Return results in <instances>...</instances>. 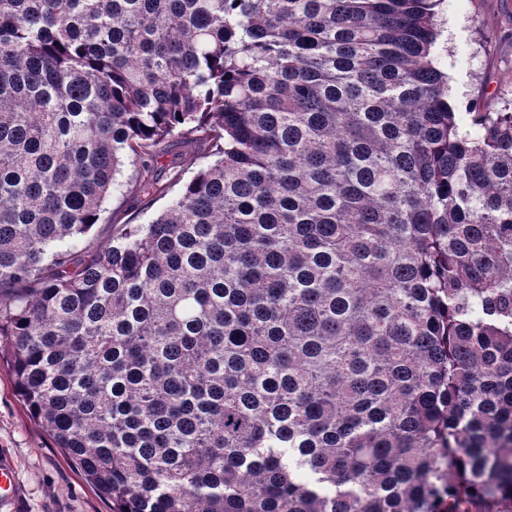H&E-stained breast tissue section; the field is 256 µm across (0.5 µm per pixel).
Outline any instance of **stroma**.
<instances>
[{
	"label": "stroma",
	"instance_id": "1",
	"mask_svg": "<svg viewBox=\"0 0 512 512\" xmlns=\"http://www.w3.org/2000/svg\"><path fill=\"white\" fill-rule=\"evenodd\" d=\"M443 33L436 56L448 75V98L456 111L477 94L512 102V0H440ZM191 161L160 173L163 191L151 210L133 198L113 195L100 224L82 237L95 249L107 244L125 224L149 223L198 168ZM12 462L18 497L12 512H110V506L70 465L53 439L21 405L7 366H0V460Z\"/></svg>",
	"mask_w": 512,
	"mask_h": 512
}]
</instances>
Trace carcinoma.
Segmentation results:
<instances>
[{
	"label": "carcinoma",
	"instance_id": "1",
	"mask_svg": "<svg viewBox=\"0 0 512 512\" xmlns=\"http://www.w3.org/2000/svg\"><path fill=\"white\" fill-rule=\"evenodd\" d=\"M434 2L0 0V360L112 512H512V111ZM200 156H196L198 158ZM191 163H185L174 170L162 171L158 176L159 186L161 185L164 192L155 196L153 207L148 211H140L134 201V197L122 196L114 194L104 204L101 224H95L91 231L81 237L82 245L88 246L90 249H96L107 244L112 235L121 228L123 224H148L155 213L163 209L169 201L177 193L181 185L188 180L198 166L205 160L196 159Z\"/></svg>",
	"mask_w": 512,
	"mask_h": 512
}]
</instances>
